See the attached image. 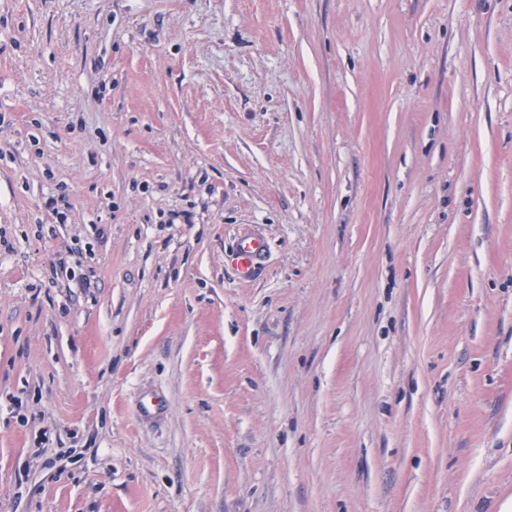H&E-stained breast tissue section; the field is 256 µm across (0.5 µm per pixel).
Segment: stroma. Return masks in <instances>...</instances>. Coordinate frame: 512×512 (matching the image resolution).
Wrapping results in <instances>:
<instances>
[{
	"label": "stroma",
	"mask_w": 512,
	"mask_h": 512,
	"mask_svg": "<svg viewBox=\"0 0 512 512\" xmlns=\"http://www.w3.org/2000/svg\"><path fill=\"white\" fill-rule=\"evenodd\" d=\"M0 512H512V0H0ZM265 250V240L258 235H246L240 238L237 249L232 255V264L240 279H251L255 266Z\"/></svg>",
	"instance_id": "stroma-1"
}]
</instances>
